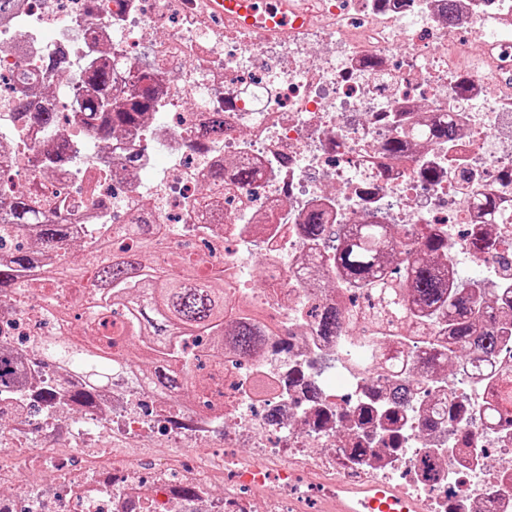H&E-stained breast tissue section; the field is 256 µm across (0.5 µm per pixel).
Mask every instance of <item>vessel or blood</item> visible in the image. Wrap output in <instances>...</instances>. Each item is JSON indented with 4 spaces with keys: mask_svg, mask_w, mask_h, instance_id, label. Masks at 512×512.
I'll return each instance as SVG.
<instances>
[{
    "mask_svg": "<svg viewBox=\"0 0 512 512\" xmlns=\"http://www.w3.org/2000/svg\"><path fill=\"white\" fill-rule=\"evenodd\" d=\"M211 16L232 27L297 29L308 21L295 0H206ZM417 500L382 483L339 485L336 512H420Z\"/></svg>",
    "mask_w": 512,
    "mask_h": 512,
    "instance_id": "1",
    "label": "vessel or blood"
}]
</instances>
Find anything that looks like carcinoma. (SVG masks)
<instances>
[{"label":"carcinoma","mask_w":512,"mask_h":512,"mask_svg":"<svg viewBox=\"0 0 512 512\" xmlns=\"http://www.w3.org/2000/svg\"><path fill=\"white\" fill-rule=\"evenodd\" d=\"M45 65L54 71L70 68V57L60 50L47 57ZM85 94L80 108L90 139L102 143L128 128L143 122L155 110L157 100L148 87L138 84L154 80L141 71L133 85L124 89L115 81L112 64L104 61L83 62ZM13 110L18 120H29L44 131H55L60 113L38 105L34 92L23 89L16 93ZM452 119H444L425 134L446 141L453 134ZM84 164L75 145L58 139L50 149L32 148L28 163L39 171L56 164L63 156ZM71 218L57 209L56 198L37 190L7 193L0 188V248L8 251L0 257V297L18 295L21 288H70L75 301L83 299L86 288L94 290L92 304L94 323L102 330L112 329L118 336H139L143 342L145 361L133 365L135 373L166 391L190 390L201 382L188 375L204 368L201 356L193 347L197 340L208 337L214 347H228L242 358L257 353L260 329L256 320L243 317L230 341H224V272L205 267L204 258L185 245L186 252L176 266L167 269L146 265L138 258L144 249H161L164 243L151 237L152 225L139 224L140 241L132 249L117 250L112 245L109 223L89 225L84 260H68L67 252H58L42 266L35 264L31 243L39 241L46 248L65 244L70 235ZM395 249L387 224L367 222L350 224L336 246L319 263H328L342 281L366 295L367 305L342 318L333 308L318 313V324L326 336L338 337L343 321L353 327L358 322L379 327L384 317L395 315V327L402 328L415 320H428L448 327L447 342H424L412 349V357L422 369L430 370L438 363H460L480 356L486 362L484 373L497 386L499 402L484 409V422L493 424L512 413V366L493 367L489 361L502 352L503 339L512 324V291L504 299L489 304L482 301L488 289L477 280L453 281L448 271L438 264L446 252L442 240L430 232L397 267L390 268L384 255ZM375 338L352 355L351 365L361 375L373 377L386 371L400 373L404 383L390 393L392 411L388 417L398 419L411 408L410 373L402 371L396 360H384ZM48 356L59 369L83 378L80 389L64 393L49 380L37 386H19L21 359ZM182 362L186 376L181 378L169 368L173 359ZM128 368V359L116 358L89 337L66 342L46 336L31 348V353L15 356L0 354V389L14 392L23 403H32L34 414L65 404L91 402L97 389L112 381Z\"/></svg>","instance_id":"cac0c4a2"}]
</instances>
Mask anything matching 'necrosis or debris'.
Masks as SVG:
<instances>
[{"instance_id":"necrosis-or-debris-1","label":"necrosis or debris","mask_w":512,"mask_h":512,"mask_svg":"<svg viewBox=\"0 0 512 512\" xmlns=\"http://www.w3.org/2000/svg\"><path fill=\"white\" fill-rule=\"evenodd\" d=\"M308 24L287 36L234 29L212 19L201 0H25L0 22V129L15 76H39L46 103L77 107L82 71L48 72L45 55L97 44L116 62L157 64L158 110L120 142L91 153L95 177L73 164L42 178L28 165L43 130H16L0 151V183L27 190L44 183L77 219L107 209L115 245L136 238L132 218L151 214L167 254L207 241L212 259L242 271L261 260L262 287L234 279L225 327L256 312L263 353L247 360L210 353L208 406L192 414L183 449L158 454L148 442L143 406L171 416L179 397L142 379L100 388L94 405L42 415L44 447L0 448V512H327L340 483L394 484L422 512H512V429L468 416L469 442L448 422L449 401L472 408L488 400L481 364L444 365L419 377L415 406L398 422L377 412L390 385L340 366L335 340L320 335L313 309H351L353 293L312 257L333 250L338 231L365 215L389 224L392 261L415 249L420 231L448 244L446 269L512 287V0H308ZM71 92L60 97L61 83ZM197 101L186 107V93ZM224 135L208 139L212 113ZM444 112L448 142L423 136ZM402 137L393 154L389 143ZM252 168L245 186L225 182L224 221L207 207V173ZM494 198L508 221L490 222L474 195ZM326 223L309 242L311 212ZM31 305L0 321V348L19 353L58 332L69 309V337L91 333V303L65 288H39ZM316 381L310 395L299 374ZM111 436L94 447L88 433ZM248 454H240V447ZM368 448L360 461L348 449ZM50 471L47 488L28 484Z\"/></svg>"}]
</instances>
